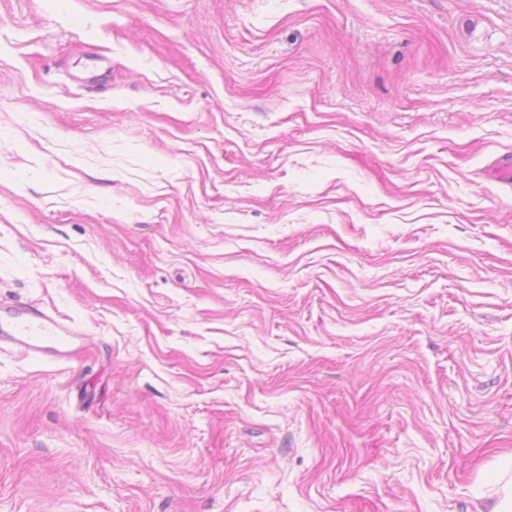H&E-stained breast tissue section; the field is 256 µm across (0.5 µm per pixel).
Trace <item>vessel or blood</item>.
Returning <instances> with one entry per match:
<instances>
[{"mask_svg":"<svg viewBox=\"0 0 512 512\" xmlns=\"http://www.w3.org/2000/svg\"><path fill=\"white\" fill-rule=\"evenodd\" d=\"M0 340L24 353L73 361L86 348L82 333L42 310L21 306L0 308Z\"/></svg>","mask_w":512,"mask_h":512,"instance_id":"obj_1","label":"vessel or blood"}]
</instances>
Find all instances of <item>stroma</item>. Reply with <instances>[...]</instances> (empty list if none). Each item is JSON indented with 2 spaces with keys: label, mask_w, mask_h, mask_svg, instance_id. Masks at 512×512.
I'll return each instance as SVG.
<instances>
[{
  "label": "stroma",
  "mask_w": 512,
  "mask_h": 512,
  "mask_svg": "<svg viewBox=\"0 0 512 512\" xmlns=\"http://www.w3.org/2000/svg\"><path fill=\"white\" fill-rule=\"evenodd\" d=\"M505 153L512 0H0V512H486ZM0 340L26 354L73 361L86 349L82 333L42 310L0 308Z\"/></svg>",
  "instance_id": "obj_1"
}]
</instances>
